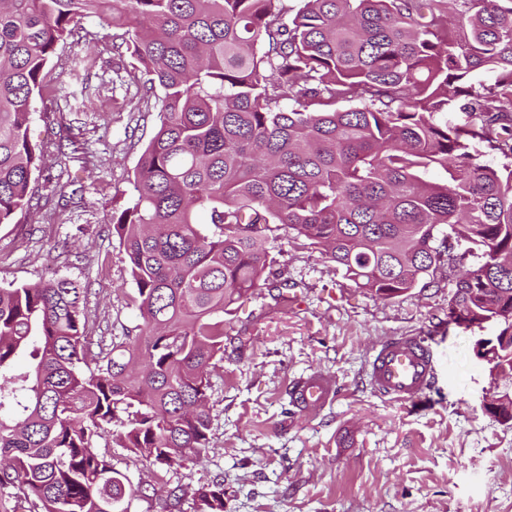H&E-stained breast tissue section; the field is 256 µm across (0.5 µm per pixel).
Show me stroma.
Masks as SVG:
<instances>
[{
  "label": "stroma",
  "mask_w": 512,
  "mask_h": 512,
  "mask_svg": "<svg viewBox=\"0 0 512 512\" xmlns=\"http://www.w3.org/2000/svg\"><path fill=\"white\" fill-rule=\"evenodd\" d=\"M135 75L112 38L59 48L30 135L47 172L58 173V152L70 155L84 192L38 189L34 221L0 224V284L55 274L77 281L98 337L141 322L110 228L113 212L132 201L139 156L157 130ZM64 123L80 128L75 143H63ZM273 253L294 283L288 302L260 288L227 317L232 342L211 377L210 446L166 481L192 490L223 477L224 512H512V425L484 410L488 398L512 394V379L475 358L480 329L449 325L447 279L383 299L288 234ZM397 333L430 337L440 358L426 410L382 398L366 382L371 348ZM312 368L333 375L339 394L306 420L288 413L286 388Z\"/></svg>",
  "instance_id": "stroma-1"
}]
</instances>
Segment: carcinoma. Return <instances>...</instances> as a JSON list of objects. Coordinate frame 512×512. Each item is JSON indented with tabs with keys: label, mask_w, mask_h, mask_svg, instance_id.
<instances>
[{
	"label": "carcinoma",
	"mask_w": 512,
	"mask_h": 512,
	"mask_svg": "<svg viewBox=\"0 0 512 512\" xmlns=\"http://www.w3.org/2000/svg\"><path fill=\"white\" fill-rule=\"evenodd\" d=\"M300 2L0 0V224L29 210L43 72L85 20L122 30L159 121L112 213L138 333L95 352L74 281L0 285L1 491L42 512H130L136 494L180 512L183 486L133 487L96 441L165 472L209 448L224 316L262 284L288 301L282 229L379 298L448 272V324H495L492 369L512 375V0ZM192 497L224 512V479Z\"/></svg>",
	"instance_id": "carcinoma-1"
}]
</instances>
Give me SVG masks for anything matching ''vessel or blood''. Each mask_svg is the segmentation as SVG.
I'll return each mask as SVG.
<instances>
[{"instance_id": "vessel-or-blood-1", "label": "vessel or blood", "mask_w": 512, "mask_h": 512, "mask_svg": "<svg viewBox=\"0 0 512 512\" xmlns=\"http://www.w3.org/2000/svg\"><path fill=\"white\" fill-rule=\"evenodd\" d=\"M437 371L438 358L427 337L411 333L384 337L366 362V379L374 392L402 404L423 402ZM288 396L299 413L312 417L333 403L336 381L330 373L312 369L292 380Z\"/></svg>"}]
</instances>
